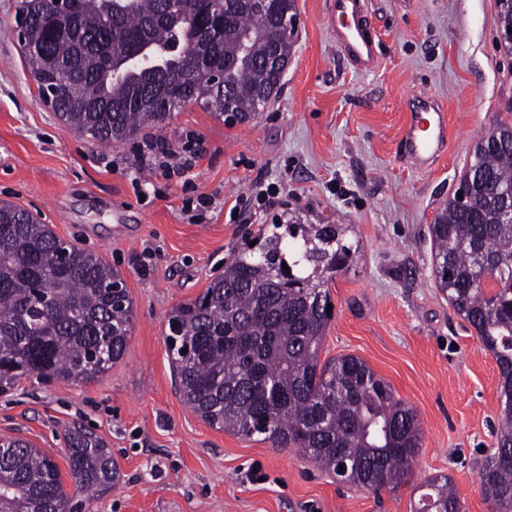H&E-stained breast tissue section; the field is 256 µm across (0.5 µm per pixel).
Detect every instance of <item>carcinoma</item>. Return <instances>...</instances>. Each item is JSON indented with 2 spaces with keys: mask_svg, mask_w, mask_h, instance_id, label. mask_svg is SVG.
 I'll return each instance as SVG.
<instances>
[{
  "mask_svg": "<svg viewBox=\"0 0 512 512\" xmlns=\"http://www.w3.org/2000/svg\"><path fill=\"white\" fill-rule=\"evenodd\" d=\"M224 37L209 46L198 30L223 0H77L72 27L53 26L50 0H18L26 37L19 48L59 119L105 145L161 128L194 102L221 119L224 95L239 123L254 119L262 94L280 78L262 65L272 46L288 59L291 37L272 39L273 17L229 0ZM502 43L512 53V0H496ZM140 56L128 60L130 49ZM223 71L222 92L208 73ZM472 202L452 195L429 225L435 280L499 368L494 452L480 468L497 512H512V125L497 123L474 145ZM291 241L272 234L260 256L242 252L224 276L168 314L169 361L184 402L226 433L293 448L317 469L377 494L412 475L422 435L415 411L361 359L321 361L331 316L329 274L352 258L338 225L290 224ZM65 251L62 260L59 251ZM292 258L288 280L283 251ZM493 283L486 290V282ZM121 274L99 255L58 237L30 211L0 201V391L32 375L45 383L90 382L123 357L134 304ZM74 493L59 466L32 442L0 436V512H86L112 491L118 471L105 443L81 426L66 429ZM413 512H462L452 479L423 482Z\"/></svg>",
  "mask_w": 512,
  "mask_h": 512,
  "instance_id": "cac0c4a2",
  "label": "carcinoma"
}]
</instances>
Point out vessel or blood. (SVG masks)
<instances>
[{
  "label": "vessel or blood",
  "mask_w": 512,
  "mask_h": 512,
  "mask_svg": "<svg viewBox=\"0 0 512 512\" xmlns=\"http://www.w3.org/2000/svg\"><path fill=\"white\" fill-rule=\"evenodd\" d=\"M327 17L337 45L347 60L361 70L379 62L378 43L368 23L367 0H328ZM448 122L442 106L422 97L406 130L409 159L419 168H430L446 149Z\"/></svg>",
  "instance_id": "obj_1"
}]
</instances>
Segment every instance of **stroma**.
Here are the masks:
<instances>
[{
    "label": "stroma",
    "instance_id": "35a3bbf8",
    "mask_svg": "<svg viewBox=\"0 0 512 512\" xmlns=\"http://www.w3.org/2000/svg\"><path fill=\"white\" fill-rule=\"evenodd\" d=\"M16 6L0 0V201L118 270L135 320L123 358L98 379L32 377L1 393L0 435L61 465L65 427L92 425L119 476L91 512H411L419 485L439 474L451 477L463 512H491L479 464L495 442L499 371L436 286L428 226L478 138L512 124V55L496 0H369L380 48L372 70L338 47L326 0H297L299 31L272 104L245 124L196 104L173 113L147 139L199 160L166 178L140 169L145 139L99 145L44 105L18 47ZM414 95L440 102L448 121L446 151L425 170L401 143ZM259 184L278 191L274 205L259 206ZM290 212L345 225L356 250L329 284L321 357L363 359L415 410L422 444L395 490L338 483L295 450L212 428L177 390L168 312Z\"/></svg>",
    "mask_w": 512,
    "mask_h": 512
}]
</instances>
